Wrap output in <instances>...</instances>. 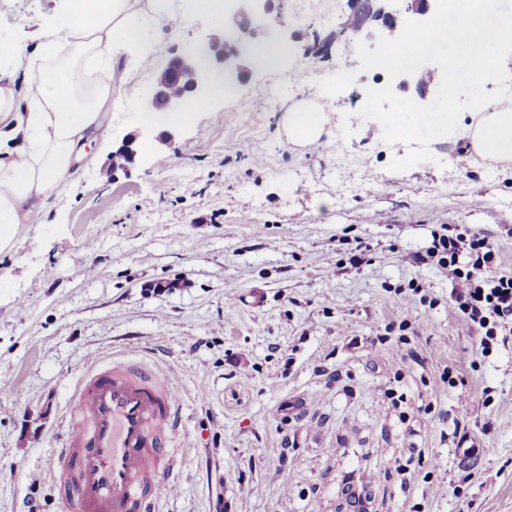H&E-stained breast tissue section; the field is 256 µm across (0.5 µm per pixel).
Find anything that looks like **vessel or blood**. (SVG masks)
I'll return each instance as SVG.
<instances>
[{"label": "vessel or blood", "mask_w": 512, "mask_h": 512, "mask_svg": "<svg viewBox=\"0 0 512 512\" xmlns=\"http://www.w3.org/2000/svg\"><path fill=\"white\" fill-rule=\"evenodd\" d=\"M69 433L54 448L68 512H154L181 427V397L147 362L91 369L75 391Z\"/></svg>", "instance_id": "1"}]
</instances>
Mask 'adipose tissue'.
<instances>
[{"mask_svg":"<svg viewBox=\"0 0 512 512\" xmlns=\"http://www.w3.org/2000/svg\"><path fill=\"white\" fill-rule=\"evenodd\" d=\"M224 13V0H58L54 15L35 33L36 48L26 40L0 44V252L11 248L21 225L75 174L88 142L105 134L112 115V85L86 82L88 64L111 72L121 54L135 56L148 69L153 58L148 33L156 17L174 24L208 23ZM31 74L28 95L13 89L17 73ZM454 98L441 112L417 113L424 126L448 119V134L469 140L484 161L512 162V106L473 98L472 122L459 126Z\"/></svg>","mask_w":512,"mask_h":512,"instance_id":"obj_1","label":"adipose tissue"}]
</instances>
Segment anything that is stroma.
Segmentation results:
<instances>
[{
  "mask_svg": "<svg viewBox=\"0 0 512 512\" xmlns=\"http://www.w3.org/2000/svg\"><path fill=\"white\" fill-rule=\"evenodd\" d=\"M54 7L0 0V42ZM351 14L350 0H274L246 40L285 48L278 77L230 81L179 126L178 149L144 118L155 79L235 31L160 19L152 70L119 57L128 77L112 85L106 137L0 254V512H62L52 450L76 386L92 365L141 358L183 395L176 494L159 512H353L345 489L368 471L373 512H512V345L480 357L457 332L447 271L414 261L440 225L465 224L512 270V163L441 137L432 160L391 171L409 144L373 141L360 114L386 73L332 97L317 86L358 69L357 42L376 44L345 31ZM302 103L322 115L310 146L285 130ZM146 128L134 162L108 175L122 138ZM343 237L368 243L370 262L325 264ZM405 314L419 359L398 372L376 338ZM394 395L432 410L399 419ZM456 417L474 458L456 451ZM416 448L426 464L411 462Z\"/></svg>",
  "mask_w": 512,
  "mask_h": 512,
  "instance_id": "1",
  "label": "stroma"
}]
</instances>
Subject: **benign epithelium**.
I'll return each mask as SVG.
<instances>
[{"label": "benign epithelium", "instance_id": "obj_1", "mask_svg": "<svg viewBox=\"0 0 512 512\" xmlns=\"http://www.w3.org/2000/svg\"><path fill=\"white\" fill-rule=\"evenodd\" d=\"M273 2L224 0V17L231 20L240 33L247 34L253 20L269 12ZM388 2L367 0L364 8L355 13L352 28L360 30L366 23L374 22L386 38L401 32L402 20L398 12L389 9ZM249 60L240 41L213 36L202 46L189 49L169 62L157 79L147 108L152 112H181L190 101L208 94V81L201 75V68L242 78L249 72Z\"/></svg>", "mask_w": 512, "mask_h": 512}]
</instances>
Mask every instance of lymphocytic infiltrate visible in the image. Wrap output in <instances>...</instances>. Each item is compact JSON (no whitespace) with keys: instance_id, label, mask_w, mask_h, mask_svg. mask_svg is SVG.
<instances>
[{"instance_id":"lymphocytic-infiltrate-1","label":"lymphocytic infiltrate","mask_w":512,"mask_h":512,"mask_svg":"<svg viewBox=\"0 0 512 512\" xmlns=\"http://www.w3.org/2000/svg\"><path fill=\"white\" fill-rule=\"evenodd\" d=\"M416 263L445 269L458 329L479 338L477 352L512 339V272H497V252L483 233L462 224L446 225Z\"/></svg>"}]
</instances>
